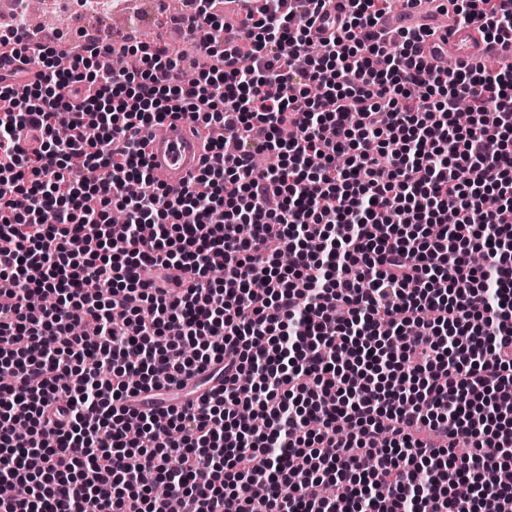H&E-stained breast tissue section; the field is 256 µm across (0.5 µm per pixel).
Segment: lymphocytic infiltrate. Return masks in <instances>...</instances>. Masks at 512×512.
I'll list each match as a JSON object with an SVG mask.
<instances>
[{
    "mask_svg": "<svg viewBox=\"0 0 512 512\" xmlns=\"http://www.w3.org/2000/svg\"><path fill=\"white\" fill-rule=\"evenodd\" d=\"M185 2L190 65L0 34V512H512V66L427 63L394 0L314 41L327 0H260L230 46ZM446 3L512 40V0ZM173 113L225 132L177 191L143 138Z\"/></svg>",
    "mask_w": 512,
    "mask_h": 512,
    "instance_id": "lymphocytic-infiltrate-1",
    "label": "lymphocytic infiltrate"
}]
</instances>
